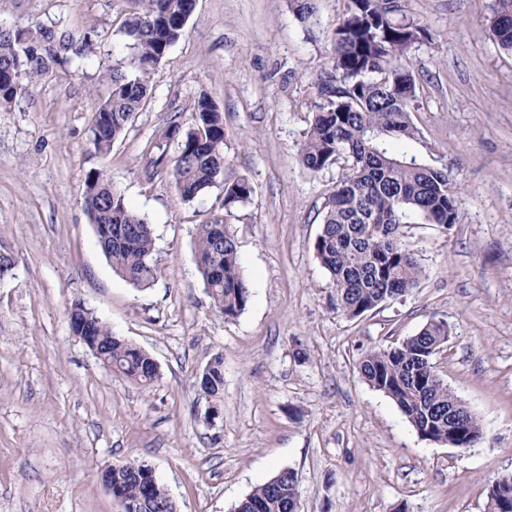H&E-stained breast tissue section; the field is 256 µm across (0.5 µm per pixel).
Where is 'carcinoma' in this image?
Segmentation results:
<instances>
[{
  "instance_id": "1",
  "label": "carcinoma",
  "mask_w": 512,
  "mask_h": 512,
  "mask_svg": "<svg viewBox=\"0 0 512 512\" xmlns=\"http://www.w3.org/2000/svg\"><path fill=\"white\" fill-rule=\"evenodd\" d=\"M132 9L122 22L130 39L136 72L108 75L109 97L90 113L91 143L106 154L124 133L145 102L151 72L185 33L183 19L192 0H130ZM305 22L316 13L315 0H289ZM400 0H348L346 17L335 30L332 47L334 75L323 85L327 105L313 119L300 152V162L313 173L334 165L341 169L325 206L314 253L336 287V310L361 318L381 304L406 295L418 284L423 268L405 246L401 228L419 219L444 228L456 223L459 194L444 168L417 164L388 148L391 139H413L410 120L416 84L407 53L427 38L426 30L406 18ZM490 31L504 50L512 51V0H495ZM33 34L0 31V108H8L24 90L22 75L33 79L40 69H28ZM164 136L178 137V153L168 174L179 198L194 200L208 189L223 186L224 216L199 225L196 252L203 260L199 272L214 309L226 318L247 307L250 291L241 277L238 247L227 230L228 218L253 192L248 179L224 180V115L204 93L195 104V123L183 130L169 126ZM84 206L99 245L112 269L137 286L157 277L154 238L146 219L130 208L100 171L84 180ZM70 321L83 326L98 341L103 364L130 380L152 384L158 374L141 349L112 335L94 312L76 302ZM448 342V323H427L418 333L389 349H374L360 359L361 377L391 398L425 440L448 443V407L457 396L441 378L435 358ZM224 387L221 358L210 365L204 393L218 395ZM462 434L471 444L482 438L476 415L459 411ZM146 464L117 463L103 474L130 504L161 503L177 512L164 486L152 481ZM294 471L284 469L239 501L235 512H293L299 501ZM511 505L512 477L492 484L488 502Z\"/></svg>"
}]
</instances>
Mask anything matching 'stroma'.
I'll return each instance as SVG.
<instances>
[{"mask_svg":"<svg viewBox=\"0 0 512 512\" xmlns=\"http://www.w3.org/2000/svg\"><path fill=\"white\" fill-rule=\"evenodd\" d=\"M402 5L430 37L409 52L418 133L392 150L447 169L461 204L451 229L405 225L417 287L349 319L313 251L339 169L299 161L347 0H317L306 23L289 0H196L106 155L89 115L113 68L135 70L121 30L129 0H0V28L75 39L53 60L37 49L44 72L0 112V251L13 259L0 278V512H122L101 474L143 461L177 512H234L284 469L298 476L299 512H485L490 486L512 474V52L487 26L493 0ZM202 93L224 114L226 181L254 188L228 221L250 290L228 319L194 260L223 188L181 202L158 160L178 144L154 147L168 125L193 124ZM92 170L154 230L149 287L115 273L98 245L83 205ZM76 302L148 353L158 379L115 374L74 337ZM433 320L449 329L440 375L483 428L465 450L422 439L358 371L365 352ZM216 355L215 399L198 377Z\"/></svg>","mask_w":512,"mask_h":512,"instance_id":"stroma-1","label":"stroma"}]
</instances>
